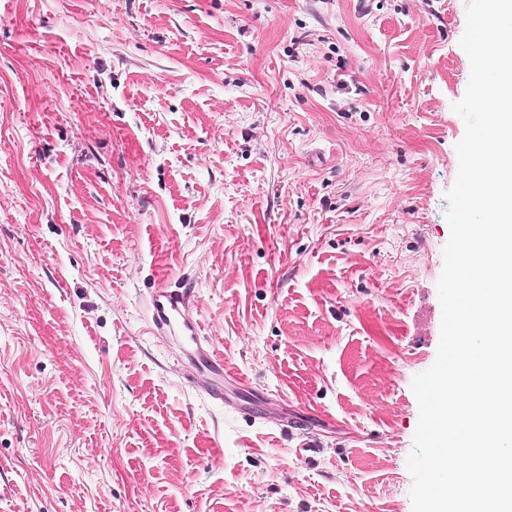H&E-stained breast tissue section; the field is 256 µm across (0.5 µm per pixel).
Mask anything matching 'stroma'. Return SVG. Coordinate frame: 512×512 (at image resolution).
Wrapping results in <instances>:
<instances>
[{
	"mask_svg": "<svg viewBox=\"0 0 512 512\" xmlns=\"http://www.w3.org/2000/svg\"><path fill=\"white\" fill-rule=\"evenodd\" d=\"M368 3L0 0V512H412L470 0ZM194 302V296L189 292L169 291L161 287L152 297L153 317L151 331L154 336H180L190 342L193 352L190 364L195 373L211 375V381L205 387L206 392L214 399L224 398V377L234 379L244 385L243 379L237 377L224 367V361L218 357L215 350L205 344L200 334L199 325L189 319L187 309Z\"/></svg>",
	"mask_w": 512,
	"mask_h": 512,
	"instance_id": "1",
	"label": "stroma"
}]
</instances>
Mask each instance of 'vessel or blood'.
<instances>
[{
    "label": "vessel or blood",
    "mask_w": 512,
    "mask_h": 512,
    "mask_svg": "<svg viewBox=\"0 0 512 512\" xmlns=\"http://www.w3.org/2000/svg\"><path fill=\"white\" fill-rule=\"evenodd\" d=\"M194 297L188 292L159 288L152 298L153 317L151 332L156 336H178L193 346L190 364L195 373L210 374L207 393L215 399L224 397V379L229 371L215 350L206 345L199 325L188 317Z\"/></svg>",
    "instance_id": "obj_1"
}]
</instances>
